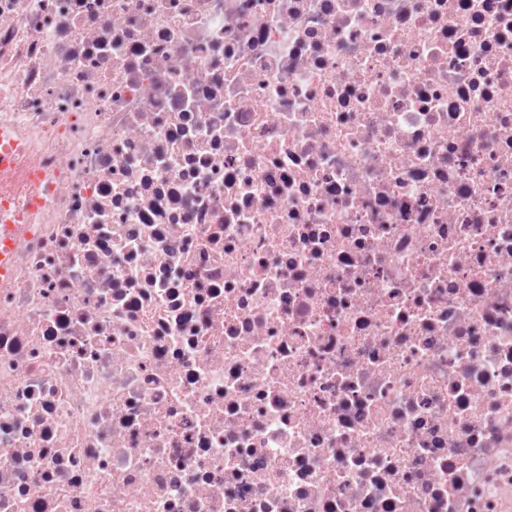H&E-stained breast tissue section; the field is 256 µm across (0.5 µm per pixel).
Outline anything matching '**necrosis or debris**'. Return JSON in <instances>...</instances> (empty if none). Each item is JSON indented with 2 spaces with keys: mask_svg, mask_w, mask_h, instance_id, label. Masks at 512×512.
Segmentation results:
<instances>
[{
  "mask_svg": "<svg viewBox=\"0 0 512 512\" xmlns=\"http://www.w3.org/2000/svg\"><path fill=\"white\" fill-rule=\"evenodd\" d=\"M0 512H512V0H0Z\"/></svg>",
  "mask_w": 512,
  "mask_h": 512,
  "instance_id": "necrosis-or-debris-1",
  "label": "necrosis or debris"
}]
</instances>
